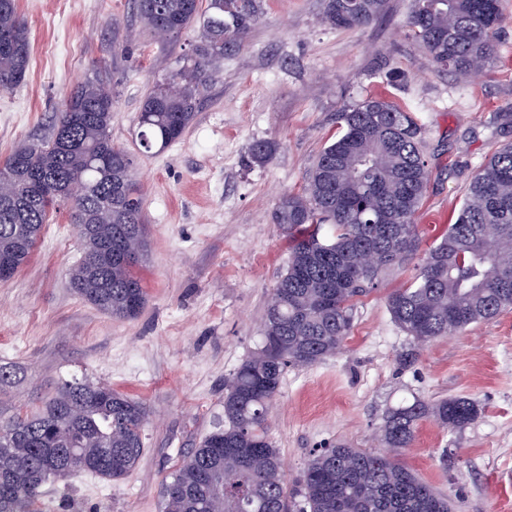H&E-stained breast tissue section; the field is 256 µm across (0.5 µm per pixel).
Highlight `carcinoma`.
<instances>
[{
	"instance_id": "carcinoma-1",
	"label": "carcinoma",
	"mask_w": 512,
	"mask_h": 512,
	"mask_svg": "<svg viewBox=\"0 0 512 512\" xmlns=\"http://www.w3.org/2000/svg\"><path fill=\"white\" fill-rule=\"evenodd\" d=\"M263 0H134L152 31L200 26L195 56L144 97L137 116L145 153L176 142L194 120L200 88L261 20ZM409 27L436 65L460 78L495 57L499 0H414ZM384 0H324L335 28L368 25ZM31 45L17 0H0V87L21 84ZM113 87L77 85L51 133L17 145L0 163V263L20 272L64 188L82 255L71 290L114 317H137L146 293L135 268L145 254L142 194L127 151L112 144ZM340 131L318 154L300 194L281 195L274 223L287 233L288 267L266 312L262 346L225 383L228 425L209 434L162 491V512H288V481L268 417L289 365L310 366L342 349L353 302L417 249L414 217L428 171L422 127L410 112L370 98L339 114ZM394 322L420 344L453 335L512 307V143L470 182L455 223L425 252L413 280L388 296ZM478 415L466 398L415 400L390 411L380 440L390 453L337 444L313 455L299 492L309 512H452V503L399 456L417 422L462 427ZM146 408L112 386L66 380L38 409H0V512H38L43 487L92 473L119 480L144 451Z\"/></svg>"
}]
</instances>
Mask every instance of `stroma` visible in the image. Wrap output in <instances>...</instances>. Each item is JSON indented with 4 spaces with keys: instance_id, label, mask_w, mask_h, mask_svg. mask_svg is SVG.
Wrapping results in <instances>:
<instances>
[{
    "instance_id": "35a3bbf8",
    "label": "stroma",
    "mask_w": 512,
    "mask_h": 512,
    "mask_svg": "<svg viewBox=\"0 0 512 512\" xmlns=\"http://www.w3.org/2000/svg\"><path fill=\"white\" fill-rule=\"evenodd\" d=\"M414 0H385L366 26L334 28L322 0H263V15L202 92L187 134L140 151L137 113L157 80L195 53L197 33L154 35L132 0H18L32 46L24 81L0 89V160L48 136L51 121L98 62L114 86L112 141L129 152L143 194L147 302L115 318L78 298L68 270L81 242L67 208L30 258L0 282V364L24 381L3 403L47 400L59 378L110 384L148 409L144 452L123 479L82 473L44 488L45 512H162L173 470L224 421V383L261 344L273 289L288 266L277 199L300 193L339 112L383 97L423 128L428 182L415 215L419 252L360 297L343 349L289 366L270 437L289 482L314 450L377 451L386 414L416 399L464 397L478 418L457 429L419 421L403 462L455 512H512V308L418 344L392 319L388 293L411 281L420 252L454 223L475 172L512 142V0L494 34L495 60L476 78L440 71L412 36ZM273 146L262 163L255 142Z\"/></svg>"
}]
</instances>
